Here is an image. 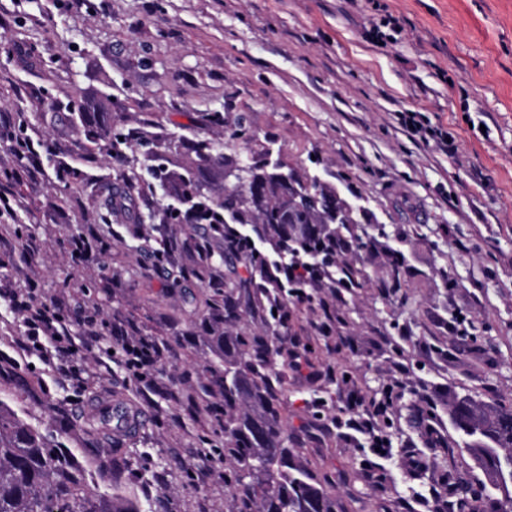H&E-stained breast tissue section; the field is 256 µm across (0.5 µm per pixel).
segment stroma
<instances>
[{
	"label": "stroma",
	"mask_w": 512,
	"mask_h": 512,
	"mask_svg": "<svg viewBox=\"0 0 512 512\" xmlns=\"http://www.w3.org/2000/svg\"><path fill=\"white\" fill-rule=\"evenodd\" d=\"M387 14L397 29L380 43L370 30ZM90 102L114 131L154 141L170 172L196 165L199 141L244 159L270 149L363 198L377 249L340 260L364 286L287 298L279 342L302 366L277 365L282 422L337 512H431L442 479L420 463L446 444L470 462L449 403L512 402V0H0L13 208L0 217V406L79 462L92 504L237 512L216 460L221 397L205 391L208 291L151 268L154 224L107 218L75 191L106 189L122 164L142 175L139 209L168 204L143 148L120 164L88 141ZM401 112L451 132L456 153L410 137ZM396 253L400 289L387 285ZM20 293L58 315L59 339L31 347ZM141 338L163 355L140 381L124 361ZM387 394L381 458L334 420L349 398ZM115 399L146 412L138 435L99 427ZM71 418L81 429H64ZM117 444L122 476L103 480Z\"/></svg>",
	"instance_id": "1"
}]
</instances>
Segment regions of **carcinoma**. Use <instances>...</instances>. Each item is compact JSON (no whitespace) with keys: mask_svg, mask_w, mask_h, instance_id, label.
Returning <instances> with one entry per match:
<instances>
[{"mask_svg":"<svg viewBox=\"0 0 512 512\" xmlns=\"http://www.w3.org/2000/svg\"><path fill=\"white\" fill-rule=\"evenodd\" d=\"M83 114L89 141L110 154L128 136L110 138L98 126L95 112ZM199 171L175 176L187 205L206 219L213 211L223 221L203 224L202 237L176 242L165 234L157 239L152 252L155 263L178 254L179 277L203 279L199 262L213 255V243L219 244L224 262V280H211L214 290L210 309L218 322L234 326L244 313L268 306L276 310L274 321L288 320L285 291L315 284L320 288H359L360 270L338 261L348 251L371 253L376 237L358 228L359 220L344 208L336 188L316 178L296 179L285 188L274 171L257 166L249 174V184L258 186L256 195L238 187L224 189L211 197L204 192ZM120 183L111 194L93 201L109 216L134 214V218L153 221L154 211L143 215L136 211L139 180L135 172H120ZM305 196L309 204L297 210L296 224H284L276 210L284 192ZM270 243L275 250L292 258L312 260V276L288 282L281 265L252 246V236ZM244 266L247 275L238 267ZM215 360L206 368L210 386L222 397L221 427L224 433V457L233 467L224 480L237 500L238 512H335L334 505L320 482L294 448L288 447V434L282 425L279 377L274 357H286L279 347L271 349L264 336L247 337L230 331L213 330ZM449 417L459 428H469L472 436L463 438L465 451L484 481L493 478L501 467L503 454L512 453V406L477 404L464 394L456 398ZM448 512H477L462 470H448ZM80 465L53 447L44 435L0 408V512H86Z\"/></svg>","mask_w":512,"mask_h":512,"instance_id":"obj_1","label":"carcinoma"}]
</instances>
